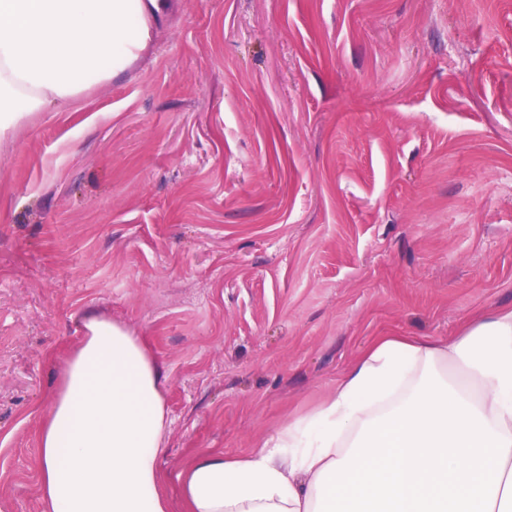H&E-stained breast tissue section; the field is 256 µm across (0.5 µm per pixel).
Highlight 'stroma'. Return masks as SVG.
<instances>
[{
    "label": "stroma",
    "mask_w": 512,
    "mask_h": 512,
    "mask_svg": "<svg viewBox=\"0 0 512 512\" xmlns=\"http://www.w3.org/2000/svg\"><path fill=\"white\" fill-rule=\"evenodd\" d=\"M512 307V0H180L146 58L0 143V512L91 309L167 383L169 512L373 337Z\"/></svg>",
    "instance_id": "1"
}]
</instances>
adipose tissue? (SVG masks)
<instances>
[{
	"label": "adipose tissue",
	"mask_w": 512,
	"mask_h": 512,
	"mask_svg": "<svg viewBox=\"0 0 512 512\" xmlns=\"http://www.w3.org/2000/svg\"><path fill=\"white\" fill-rule=\"evenodd\" d=\"M171 0H0V140L126 70ZM41 421L46 512H168L166 376L94 313ZM186 512H512V307L445 342L378 336L335 392L245 456L197 451Z\"/></svg>",
	"instance_id": "adipose-tissue-1"
}]
</instances>
